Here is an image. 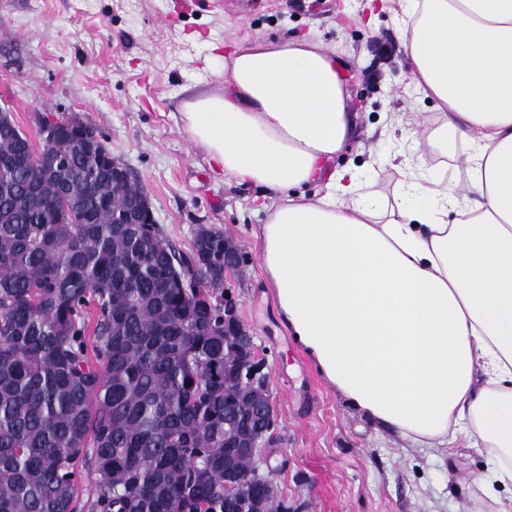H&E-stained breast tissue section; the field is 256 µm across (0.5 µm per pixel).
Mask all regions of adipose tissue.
<instances>
[{
	"label": "adipose tissue",
	"instance_id": "ef3b65f1",
	"mask_svg": "<svg viewBox=\"0 0 512 512\" xmlns=\"http://www.w3.org/2000/svg\"><path fill=\"white\" fill-rule=\"evenodd\" d=\"M400 3L409 84L436 108L408 137L467 138L470 195L414 177L411 154L393 206L367 201L356 168L327 169L356 117L311 38L226 56L227 92L185 101L183 122L225 178L263 189L279 312L345 404L416 445L483 446L482 491L512 512V0Z\"/></svg>",
	"mask_w": 512,
	"mask_h": 512
}]
</instances>
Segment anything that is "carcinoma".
<instances>
[{
  "label": "carcinoma",
  "mask_w": 512,
  "mask_h": 512,
  "mask_svg": "<svg viewBox=\"0 0 512 512\" xmlns=\"http://www.w3.org/2000/svg\"><path fill=\"white\" fill-rule=\"evenodd\" d=\"M83 136L93 151L55 139L68 165L40 180L0 112V512H288L248 455L224 498V422L270 425L258 385L224 405V233L199 226L186 254L112 223L144 187Z\"/></svg>",
  "instance_id": "carcinoma-1"
}]
</instances>
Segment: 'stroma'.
<instances>
[{"label": "stroma", "instance_id": "obj_1", "mask_svg": "<svg viewBox=\"0 0 512 512\" xmlns=\"http://www.w3.org/2000/svg\"><path fill=\"white\" fill-rule=\"evenodd\" d=\"M390 0H0V109L32 145L38 118L80 114L149 194L167 238L191 251L203 224L222 231L244 266L224 289L262 359L276 410L266 449L277 498L288 512H496L480 483L484 449L421 448L344 404L295 343L267 280L256 232L259 188L225 180L184 129L182 104L224 91L228 40L315 36L345 73L347 107L358 116L352 145L334 159L362 174L364 191L393 199L408 151L391 113L432 114L406 77L407 59ZM421 174L436 162L466 192L458 137L448 149L421 143Z\"/></svg>", "mask_w": 512, "mask_h": 512}]
</instances>
